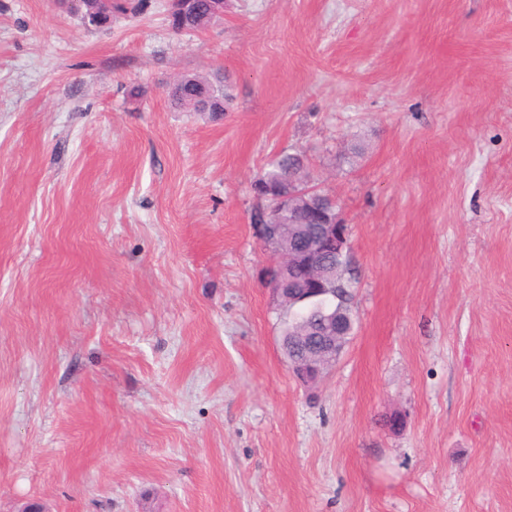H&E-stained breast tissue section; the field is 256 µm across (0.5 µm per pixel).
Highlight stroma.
<instances>
[{
    "label": "stroma",
    "mask_w": 512,
    "mask_h": 512,
    "mask_svg": "<svg viewBox=\"0 0 512 512\" xmlns=\"http://www.w3.org/2000/svg\"><path fill=\"white\" fill-rule=\"evenodd\" d=\"M167 9L0 0V512H512V0ZM295 152L355 293L310 387L250 222ZM207 0H194L196 3L194 10L187 16L184 22L177 23V19L171 20L169 23L175 32L194 31L205 25L208 21V10L206 7ZM183 26V28H181ZM181 28V29H180ZM196 82H181L191 87V93L185 87L177 86L168 91L171 101L178 107L188 109L189 112H208L212 115L224 114V104L228 98L222 91V83L211 82L199 77L189 76ZM308 169L305 157L300 153H284L275 157L269 164L268 168L255 181L257 183H276L281 180L288 179L289 176L297 174L299 169Z\"/></svg>",
    "instance_id": "obj_1"
}]
</instances>
